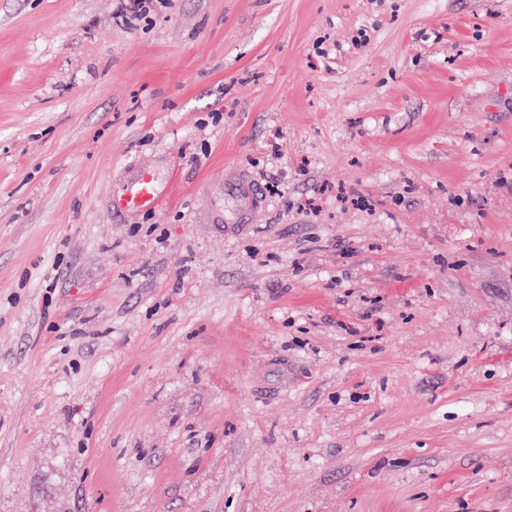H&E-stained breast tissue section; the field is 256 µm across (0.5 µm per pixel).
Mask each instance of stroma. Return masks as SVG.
Returning a JSON list of instances; mask_svg holds the SVG:
<instances>
[{
    "label": "stroma",
    "mask_w": 512,
    "mask_h": 512,
    "mask_svg": "<svg viewBox=\"0 0 512 512\" xmlns=\"http://www.w3.org/2000/svg\"><path fill=\"white\" fill-rule=\"evenodd\" d=\"M117 12L0 0V512H512V0ZM163 202L164 197L156 192L152 178L144 174L117 207L121 210H157L162 207Z\"/></svg>",
    "instance_id": "35a3bbf8"
}]
</instances>
